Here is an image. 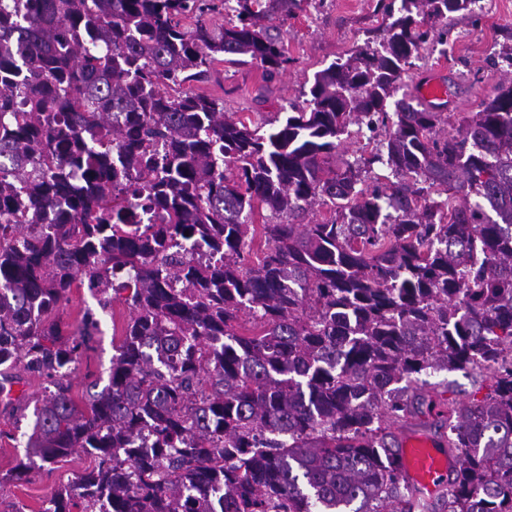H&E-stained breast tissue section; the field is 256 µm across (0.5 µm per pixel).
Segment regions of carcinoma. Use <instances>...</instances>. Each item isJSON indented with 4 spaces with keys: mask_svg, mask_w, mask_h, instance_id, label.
Returning <instances> with one entry per match:
<instances>
[{
    "mask_svg": "<svg viewBox=\"0 0 512 512\" xmlns=\"http://www.w3.org/2000/svg\"><path fill=\"white\" fill-rule=\"evenodd\" d=\"M475 2L377 0V45L264 131L181 88L219 60L274 80L312 0H0V394L24 412L13 370L46 383L0 482L81 450L95 465L45 512H433L392 427L418 375L484 367L482 399L445 405L463 461L438 499L512 512V83L455 118L399 93ZM352 123L384 137L338 162ZM80 284L130 309L82 406L98 321L59 316Z\"/></svg>",
    "mask_w": 512,
    "mask_h": 512,
    "instance_id": "1",
    "label": "carcinoma"
}]
</instances>
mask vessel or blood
Here are the masks:
<instances>
[{
	"instance_id": "b4317fda",
	"label": "vessel or blood",
	"mask_w": 512,
	"mask_h": 512,
	"mask_svg": "<svg viewBox=\"0 0 512 512\" xmlns=\"http://www.w3.org/2000/svg\"><path fill=\"white\" fill-rule=\"evenodd\" d=\"M400 457L403 473L411 487L421 493L435 492L448 480L456 461L439 448L434 437L403 434L400 437Z\"/></svg>"
}]
</instances>
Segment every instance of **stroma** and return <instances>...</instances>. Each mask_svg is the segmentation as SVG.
Listing matches in <instances>:
<instances>
[{"label": "stroma", "mask_w": 512, "mask_h": 512, "mask_svg": "<svg viewBox=\"0 0 512 512\" xmlns=\"http://www.w3.org/2000/svg\"><path fill=\"white\" fill-rule=\"evenodd\" d=\"M377 0H323L321 7L305 6L283 27L284 43L292 59L284 74L266 81L259 65L218 63L211 78L190 83L192 92L224 102V110L235 119L252 123L276 116L289 101L298 99L315 72L337 59L347 58L363 45L367 31L382 28L383 18L375 10ZM479 17L456 15L451 20L454 41L447 54L425 52L418 66L410 68L404 85L414 86L423 76L435 77L448 87V111L474 112L482 100L493 97L500 85L512 80V69L503 63L512 52V0H483ZM93 309L98 331L93 349L83 359L73 377L72 396L83 401L87 378H107L112 360V342L120 338L129 320L130 310L122 302H113L107 310H99L89 288L72 289L60 313L66 322L78 323L86 309ZM483 375L475 371H437L421 376L417 386L433 399V409L408 417L404 429L448 438V424L437 408L446 401L467 403L483 398ZM29 420H16L0 410V473L7 472L25 453V434ZM92 456L75 453L57 464L31 471L21 482L0 483V512L12 507L23 512H42L46 500L59 486L74 480L77 474L92 467Z\"/></svg>", "instance_id": "1"}]
</instances>
